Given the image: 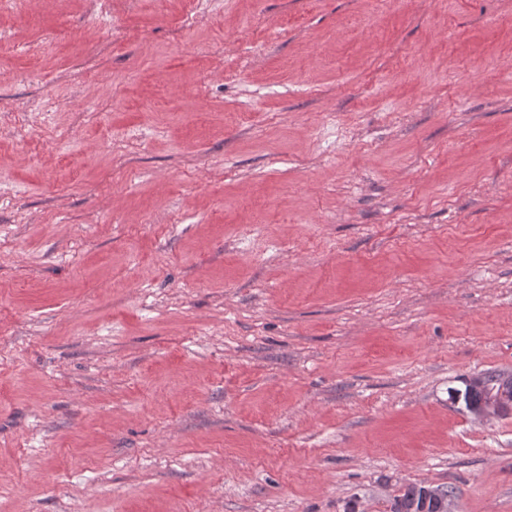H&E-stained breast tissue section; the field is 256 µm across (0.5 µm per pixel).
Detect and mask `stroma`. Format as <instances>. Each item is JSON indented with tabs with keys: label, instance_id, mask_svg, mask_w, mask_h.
I'll use <instances>...</instances> for the list:
<instances>
[{
	"label": "stroma",
	"instance_id": "35a3bbf8",
	"mask_svg": "<svg viewBox=\"0 0 512 512\" xmlns=\"http://www.w3.org/2000/svg\"><path fill=\"white\" fill-rule=\"evenodd\" d=\"M512 0H0V512H512ZM505 373L502 371L490 370L480 373L481 385L474 386L470 381L465 380V390L463 400L467 410L477 409L487 404L481 409L474 411L483 420H491L493 418H505L512 415V400L507 393H501L489 399V395L493 392L495 395L502 389L501 380ZM489 399V400H488Z\"/></svg>",
	"mask_w": 512,
	"mask_h": 512
}]
</instances>
